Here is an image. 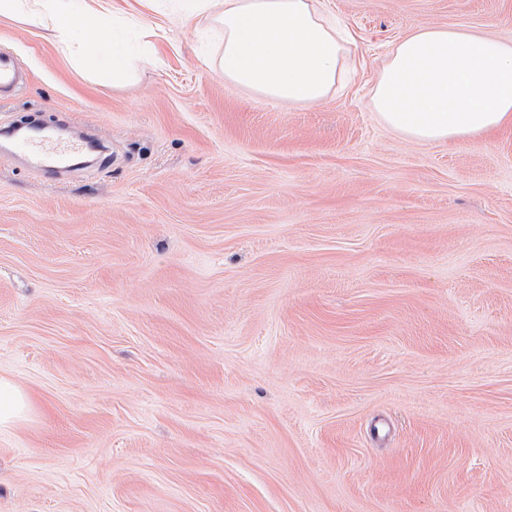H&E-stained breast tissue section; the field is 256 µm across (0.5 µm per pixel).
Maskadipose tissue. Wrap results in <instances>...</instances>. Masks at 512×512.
Segmentation results:
<instances>
[{"label": "adipose tissue", "instance_id": "adipose-tissue-1", "mask_svg": "<svg viewBox=\"0 0 512 512\" xmlns=\"http://www.w3.org/2000/svg\"><path fill=\"white\" fill-rule=\"evenodd\" d=\"M106 0H0V17L49 30L74 66L113 79L146 61L112 23ZM182 17L223 32L215 64L232 86L277 104L313 106L345 86L350 38L320 0H183ZM370 104L388 128L448 143L512 127V46L454 27L420 28L394 43ZM37 398L0 375V427L29 419Z\"/></svg>", "mask_w": 512, "mask_h": 512}]
</instances>
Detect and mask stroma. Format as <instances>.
I'll list each match as a JSON object with an SVG mask.
<instances>
[{
    "label": "stroma",
    "instance_id": "stroma-1",
    "mask_svg": "<svg viewBox=\"0 0 512 512\" xmlns=\"http://www.w3.org/2000/svg\"><path fill=\"white\" fill-rule=\"evenodd\" d=\"M344 90L225 85L174 0L116 83L0 18V96L105 139L57 180L0 139V512H512V131L425 144L370 106L422 27L512 42V0H321ZM22 81V73L16 61L8 55H0V93L11 92ZM39 408L37 398L30 391L0 375V427L25 421Z\"/></svg>",
    "mask_w": 512,
    "mask_h": 512
}]
</instances>
